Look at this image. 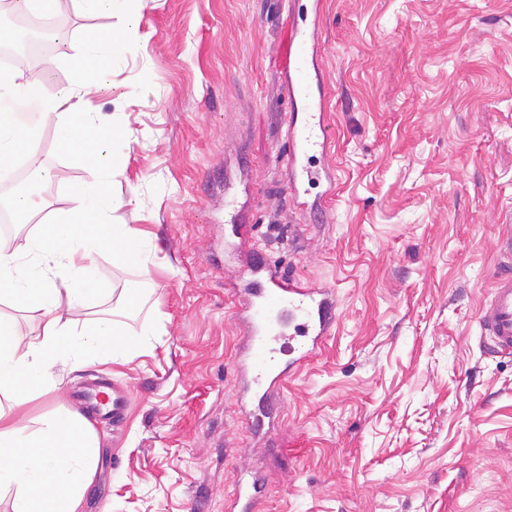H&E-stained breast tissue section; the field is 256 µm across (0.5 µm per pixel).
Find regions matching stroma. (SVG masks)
I'll return each instance as SVG.
<instances>
[{
  "mask_svg": "<svg viewBox=\"0 0 512 512\" xmlns=\"http://www.w3.org/2000/svg\"><path fill=\"white\" fill-rule=\"evenodd\" d=\"M323 76L333 94L327 165L336 195L300 215L278 163L288 0H140L137 16L62 14L67 39L42 86L79 82L93 32L134 45L87 107L116 118L125 171L114 214L155 235L154 284L123 313L125 360L57 366L53 389L17 410L74 407L99 376L128 386L120 434L101 448L82 512H224L258 470L266 512H512V354L480 340L512 211V0H324ZM46 124L35 150L52 179L21 249L91 180ZM232 191L246 223L224 221ZM249 236L285 273L333 286L336 331L289 381L279 425L246 424L232 286Z\"/></svg>",
  "mask_w": 512,
  "mask_h": 512,
  "instance_id": "1",
  "label": "stroma"
}]
</instances>
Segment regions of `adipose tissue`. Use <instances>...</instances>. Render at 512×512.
Masks as SVG:
<instances>
[{
	"label": "adipose tissue",
	"instance_id": "ef3b65f1",
	"mask_svg": "<svg viewBox=\"0 0 512 512\" xmlns=\"http://www.w3.org/2000/svg\"><path fill=\"white\" fill-rule=\"evenodd\" d=\"M130 46L122 34L87 36L77 48L86 81L52 94L24 80L18 69L0 77V168L11 166L23 148L34 147L41 128L52 121L59 129L58 153L83 158L94 171L92 180L71 191L67 207L27 238L23 250L0 246V304L30 312L42 323L39 333L26 337L14 319L0 315V396L15 406L51 384L56 365L123 359L136 345L118 319L97 316L78 328L68 318L70 311L94 308L104 293L102 254L116 264L130 258L141 264L139 280L120 292L124 307L139 304L151 280L152 240L132 225L112 221L122 205L111 191L123 174L120 142L95 140L94 131L107 129L109 120L84 107L89 81L103 78L101 62L116 60ZM22 101L37 106L24 126L10 110ZM99 448L91 423L71 409L0 429V497L8 498L11 512H79L96 474Z\"/></svg>",
	"mask_w": 512,
	"mask_h": 512
}]
</instances>
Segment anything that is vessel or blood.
Listing matches in <instances>:
<instances>
[{
    "label": "vessel or blood",
    "mask_w": 512,
    "mask_h": 512,
    "mask_svg": "<svg viewBox=\"0 0 512 512\" xmlns=\"http://www.w3.org/2000/svg\"><path fill=\"white\" fill-rule=\"evenodd\" d=\"M318 26L290 25L288 76L283 91L284 152L290 173L288 191L298 212H306L303 183L319 179L313 163L331 144L326 102L331 90L322 76ZM503 274L493 284L487 307L480 316L481 335L494 348L512 353V226L502 227ZM251 275L234 291L237 314L245 339L237 360L247 398L267 402L271 393L283 391L288 380L316 359L336 325L333 289L279 273L261 253L250 259ZM78 397L94 415L121 429L127 418L130 391L101 380L79 392ZM258 482L239 484L226 512H264Z\"/></svg>",
    "instance_id": "b4317fda"
}]
</instances>
